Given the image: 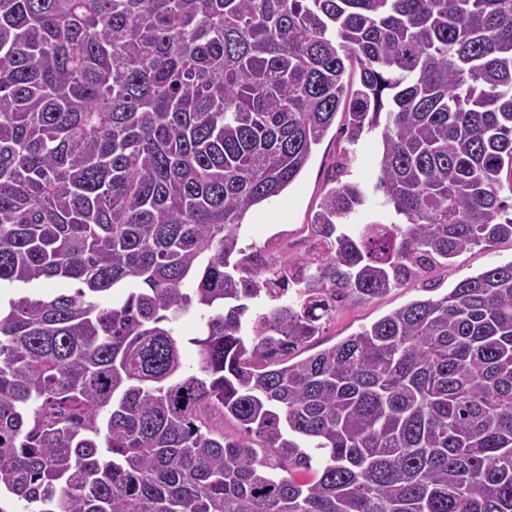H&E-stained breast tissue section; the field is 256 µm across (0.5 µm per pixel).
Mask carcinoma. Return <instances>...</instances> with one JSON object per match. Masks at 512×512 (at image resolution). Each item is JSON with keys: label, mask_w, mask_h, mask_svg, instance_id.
<instances>
[{"label": "carcinoma", "mask_w": 512, "mask_h": 512, "mask_svg": "<svg viewBox=\"0 0 512 512\" xmlns=\"http://www.w3.org/2000/svg\"><path fill=\"white\" fill-rule=\"evenodd\" d=\"M340 110L389 213L243 269ZM505 238L512 0H0V512H512V261L291 358ZM511 257L512 239L501 240L491 250L477 247L463 252L450 266H438L423 278L416 279L402 288H393L379 298L361 304L338 306L322 335L315 336L307 347L308 350L296 357L294 361L337 343L344 337L359 331L362 326L371 324L413 299L422 296H443L460 280L506 262ZM424 288L433 289L424 291Z\"/></svg>", "instance_id": "obj_1"}]
</instances>
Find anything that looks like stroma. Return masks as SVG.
Segmentation results:
<instances>
[{
	"mask_svg": "<svg viewBox=\"0 0 512 512\" xmlns=\"http://www.w3.org/2000/svg\"><path fill=\"white\" fill-rule=\"evenodd\" d=\"M344 122V114H337L335 125L315 147L297 180L281 196L264 202L245 218L240 229V245L248 264H255L260 258L277 260L307 250L311 242L308 224L340 155L348 157L344 180L360 184L366 192L360 220L384 211V198L374 190L382 152L380 133L376 130L365 133L352 144L341 133ZM511 259L512 239H505L490 250L477 247L463 252L451 265L436 267L423 278L392 289L379 298L338 306L322 335L314 338L309 349L315 352L333 345L423 294L445 295L460 280Z\"/></svg>",
	"mask_w": 512,
	"mask_h": 512,
	"instance_id": "35a3bbf8",
	"label": "stroma"
}]
</instances>
